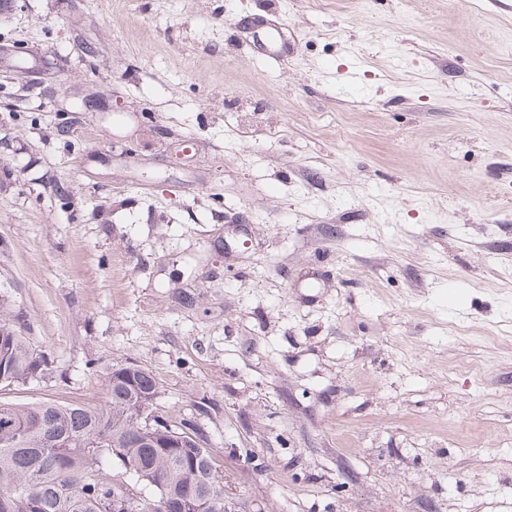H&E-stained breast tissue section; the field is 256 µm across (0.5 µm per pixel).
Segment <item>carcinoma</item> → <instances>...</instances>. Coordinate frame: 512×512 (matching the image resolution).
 I'll use <instances>...</instances> for the list:
<instances>
[{"label": "carcinoma", "instance_id": "carcinoma-1", "mask_svg": "<svg viewBox=\"0 0 512 512\" xmlns=\"http://www.w3.org/2000/svg\"><path fill=\"white\" fill-rule=\"evenodd\" d=\"M45 357L0 323V385L36 379ZM158 382L135 365L105 372L104 403L0 402V512H112L135 491L137 512H224V481L209 449L153 415ZM119 464L123 474L115 472ZM155 488L144 496L138 485Z\"/></svg>", "mask_w": 512, "mask_h": 512}]
</instances>
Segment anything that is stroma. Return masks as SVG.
Instances as JSON below:
<instances>
[{
    "label": "stroma",
    "mask_w": 512,
    "mask_h": 512,
    "mask_svg": "<svg viewBox=\"0 0 512 512\" xmlns=\"http://www.w3.org/2000/svg\"><path fill=\"white\" fill-rule=\"evenodd\" d=\"M1 322V402L145 368L229 512H512V0H12ZM48 370L45 357L11 325L0 323V385L36 379Z\"/></svg>",
    "instance_id": "stroma-1"
}]
</instances>
